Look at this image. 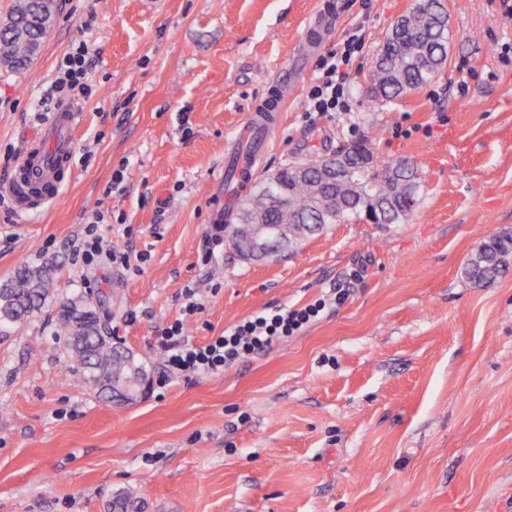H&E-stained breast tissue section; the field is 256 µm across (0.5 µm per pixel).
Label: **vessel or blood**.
Returning <instances> with one entry per match:
<instances>
[{"label": "vessel or blood", "mask_w": 512, "mask_h": 512, "mask_svg": "<svg viewBox=\"0 0 512 512\" xmlns=\"http://www.w3.org/2000/svg\"><path fill=\"white\" fill-rule=\"evenodd\" d=\"M335 19L333 0H325L322 8L308 21L298 47L297 65L271 81L266 98L243 124L242 136L260 140L259 149L241 162L249 175H256L265 159L268 144L278 137L281 113L297 92L306 62L318 54ZM77 123L76 112L66 106L59 107L37 139L26 145L14 174L0 184V193L9 195L21 214H29L56 198L72 167Z\"/></svg>", "instance_id": "vessel-or-blood-1"}]
</instances>
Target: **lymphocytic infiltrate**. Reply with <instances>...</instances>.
<instances>
[{"mask_svg":"<svg viewBox=\"0 0 512 512\" xmlns=\"http://www.w3.org/2000/svg\"><path fill=\"white\" fill-rule=\"evenodd\" d=\"M362 42V34L350 32L337 49L320 58V74L306 96L308 114L327 116L351 111L350 67ZM91 63L87 44L79 43L74 51L63 57L59 75L50 88V97L60 104L89 98L92 90L85 83L84 76ZM73 261L86 267L105 263L125 267L129 264V257L108 246L97 224L91 223L86 225L85 234L73 252ZM350 293L348 285H341L330 295L299 307H279L270 312L255 313L203 345L190 343L184 322L174 321L157 333L166 371L170 374L223 372L245 357L265 351L277 339L300 334L319 320L328 306L344 304Z\"/></svg>","mask_w":512,"mask_h":512,"instance_id":"obj_1","label":"lymphocytic infiltrate"}]
</instances>
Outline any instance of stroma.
Listing matches in <instances>:
<instances>
[{"mask_svg": "<svg viewBox=\"0 0 512 512\" xmlns=\"http://www.w3.org/2000/svg\"><path fill=\"white\" fill-rule=\"evenodd\" d=\"M320 2L56 0L29 66H0L2 182L56 109L44 91L62 57L84 41L95 59L59 196L28 215L0 196V281L42 257L58 265L43 311L0 336V512H113L120 495L130 512H512V268L480 286L463 274L484 241L512 235V0H442L443 70L384 101L369 70L414 0H342L324 46L364 23L352 110L307 118L299 89L264 172L368 137L379 160L418 167L416 206L265 260L224 243L201 261L224 218L212 177ZM98 214L129 268L72 263ZM356 269L348 300L299 335L158 385V329L186 319L202 345ZM188 286L203 305L191 318ZM77 292L146 364L136 402L103 403L69 371L54 317Z\"/></svg>", "mask_w": 512, "mask_h": 512, "instance_id": "35a3bbf8", "label": "stroma"}]
</instances>
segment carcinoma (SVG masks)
I'll return each mask as SVG.
<instances>
[{"label": "carcinoma", "mask_w": 512, "mask_h": 512, "mask_svg": "<svg viewBox=\"0 0 512 512\" xmlns=\"http://www.w3.org/2000/svg\"><path fill=\"white\" fill-rule=\"evenodd\" d=\"M52 0H18L7 22L0 25V64L12 70L25 68L40 49L52 16ZM448 14L441 0H418L404 27L386 36L369 73L379 96L398 97L409 86L427 82L437 70L421 61L448 57ZM351 162L329 174L319 168L298 173L290 168L260 181L249 199L225 225L230 247L242 256L252 251V241L239 232L243 224L269 225L270 254L296 247L329 224L366 221L378 200L406 201L402 210H389L386 223L399 224L417 202L421 177L417 170L399 168L403 160L378 167L366 140L348 146ZM512 264V236H493L471 256L464 268L467 280L483 285ZM57 265L45 261L23 264L0 282V335L18 327L41 311L52 295ZM57 333L67 338L72 368L93 388L98 398L119 405L126 393L146 380V368L132 351L101 332V320L89 299L75 294L59 306Z\"/></svg>", "instance_id": "1"}]
</instances>
